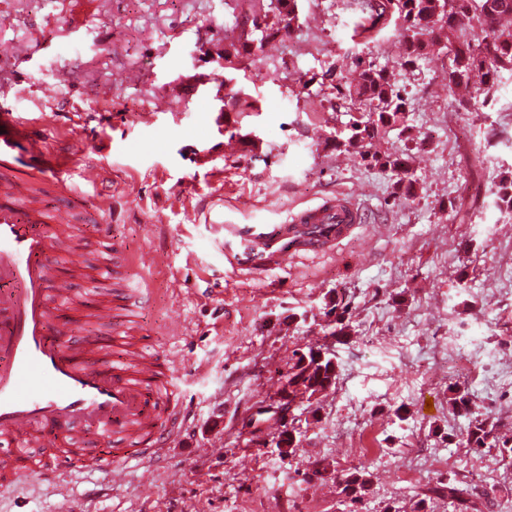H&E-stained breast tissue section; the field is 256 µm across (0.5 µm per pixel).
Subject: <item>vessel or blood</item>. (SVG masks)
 I'll use <instances>...</instances> for the list:
<instances>
[{
    "label": "vessel or blood",
    "mask_w": 512,
    "mask_h": 512,
    "mask_svg": "<svg viewBox=\"0 0 512 512\" xmlns=\"http://www.w3.org/2000/svg\"><path fill=\"white\" fill-rule=\"evenodd\" d=\"M68 169L67 159L31 137L18 113L0 107V433L16 443L0 474L5 488L36 469L58 480L54 460L34 463L23 447L37 428L65 440V460L75 477L88 471L84 449L69 442L76 425L103 434L139 428L138 449L105 464L116 487L142 461L162 454L180 430L178 413L159 418L168 395L156 362L138 357L130 370L94 368L81 355L82 341L48 333L51 300L70 297L71 282L52 274L46 227L75 223L76 211L70 205L47 211L32 198L45 186L68 193ZM361 218V206L339 195L296 211L282 224H228L224 258L249 273L283 268L300 256L333 251Z\"/></svg>",
    "instance_id": "vessel-or-blood-1"
}]
</instances>
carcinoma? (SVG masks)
I'll return each instance as SVG.
<instances>
[{"mask_svg":"<svg viewBox=\"0 0 512 512\" xmlns=\"http://www.w3.org/2000/svg\"><path fill=\"white\" fill-rule=\"evenodd\" d=\"M275 1L290 14L298 7L297 0H263L252 14L235 18L241 38L224 47L222 69H239L244 54L262 49L280 32V18L271 8ZM362 10L374 23L389 16L394 18L402 37L400 66L405 71L416 70L435 42L445 43L452 53L448 87L466 84L474 73L481 74V87L473 95L476 104L487 102L502 83L504 73L512 74V28L501 25L503 18L512 16V0H363ZM353 66L355 73L345 84L342 96L364 107L368 117L353 122L349 136L336 140V147L356 148L363 161L390 172L394 198L407 201L415 196L416 189L409 158L371 151L373 141L386 129L408 132L405 118L409 103L405 89L391 78L386 68H379L362 56L354 58ZM325 315L336 324V334L344 333L353 316L351 301L337 294L329 297ZM288 382L296 385L293 400L301 410L311 401L317 387L330 384L328 364L316 362L311 347L306 351L295 349L288 358ZM448 403L453 412L469 419L468 430L458 443L474 452L495 448L512 455V440L494 435V424L468 389L448 384ZM366 487V468L356 467L344 475L341 493L358 503ZM428 491L433 498L448 501L455 512H482L473 500V484L450 478L446 483L437 482Z\"/></svg>","mask_w":512,"mask_h":512,"instance_id":"1","label":"carcinoma"}]
</instances>
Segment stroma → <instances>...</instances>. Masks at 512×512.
<instances>
[{"label":"stroma","mask_w":512,"mask_h":512,"mask_svg":"<svg viewBox=\"0 0 512 512\" xmlns=\"http://www.w3.org/2000/svg\"><path fill=\"white\" fill-rule=\"evenodd\" d=\"M298 6L289 32L227 72L216 57L238 37L244 0H0V41L15 49L0 60L6 104L73 168L91 158L102 171L82 190L77 223L54 234L56 271L71 276L76 302L53 319L100 338L98 366L114 360L110 332L136 326L138 354L178 385L183 428L167 451L118 488L102 469L74 481L77 512H349L340 482L362 466L359 512H417L430 482L473 476L494 512H512V466L445 441L467 427L448 406L452 382L512 436V211L494 203L512 173V80L488 105L461 109L448 53L408 73L394 25H371L356 0ZM358 55L408 92L412 139L394 129L376 142L412 157L416 195L399 206L388 171L335 147L359 112L341 106L331 71ZM59 71L71 84L57 85ZM161 98L170 111H156ZM242 99L257 110L241 111ZM339 194L363 205L364 222L334 253L254 275L225 262L223 224H280ZM218 212L223 224L210 223ZM107 238L156 256L159 270L112 267L94 292ZM144 278L143 302L115 309ZM336 291L356 309L333 345L336 387L300 421L296 452L279 455L284 423L245 424L292 350L325 342ZM462 351L472 362L460 374L451 362ZM75 434L97 461L138 442L132 429ZM434 454L441 464L414 484ZM60 497L55 484H22L0 491V512H56Z\"/></svg>","instance_id":"obj_1"}]
</instances>
